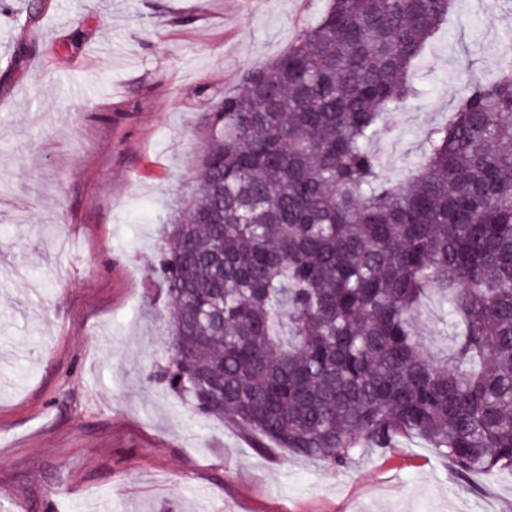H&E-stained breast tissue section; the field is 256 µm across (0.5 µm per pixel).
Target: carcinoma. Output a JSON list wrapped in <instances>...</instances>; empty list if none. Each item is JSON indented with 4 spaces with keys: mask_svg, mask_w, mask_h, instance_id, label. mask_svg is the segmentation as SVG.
<instances>
[{
    "mask_svg": "<svg viewBox=\"0 0 512 512\" xmlns=\"http://www.w3.org/2000/svg\"><path fill=\"white\" fill-rule=\"evenodd\" d=\"M452 2L328 0L204 116L157 245L168 346L147 380L262 454L346 468L417 436L464 480L512 473V49L414 173L373 148L422 98ZM429 292L455 321L446 367L412 328Z\"/></svg>",
    "mask_w": 512,
    "mask_h": 512,
    "instance_id": "1",
    "label": "carcinoma"
}]
</instances>
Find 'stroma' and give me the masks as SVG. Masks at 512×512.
<instances>
[{
    "label": "stroma",
    "mask_w": 512,
    "mask_h": 512,
    "mask_svg": "<svg viewBox=\"0 0 512 512\" xmlns=\"http://www.w3.org/2000/svg\"><path fill=\"white\" fill-rule=\"evenodd\" d=\"M325 6L0 0V512H512V477L461 480L421 438L349 468L268 458L144 381L166 355L160 227L191 193L203 115ZM510 46L512 11L454 0L423 97L375 144L391 177ZM413 324L445 361L436 296Z\"/></svg>",
    "instance_id": "obj_1"
}]
</instances>
